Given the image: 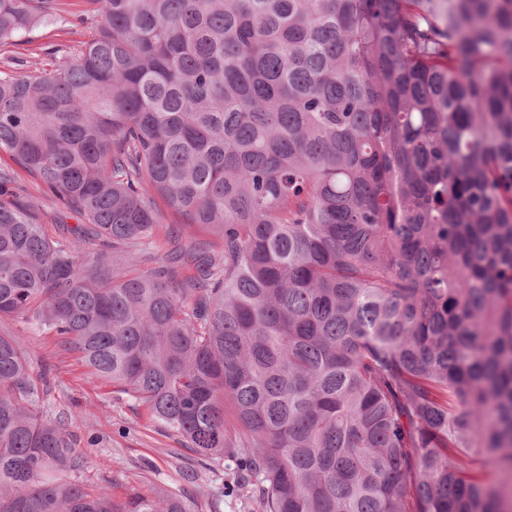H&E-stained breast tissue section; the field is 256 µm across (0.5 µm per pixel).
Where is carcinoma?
<instances>
[{
  "mask_svg": "<svg viewBox=\"0 0 512 512\" xmlns=\"http://www.w3.org/2000/svg\"><path fill=\"white\" fill-rule=\"evenodd\" d=\"M93 2L0 72V150L84 219L50 237L0 171V318L263 512H512V0ZM58 6L0 0V48ZM160 201L221 249L139 269ZM87 467L0 334V512H190ZM74 38L67 35L60 23L34 28L22 35L16 44L0 51V71L13 74L29 72L35 67L49 68L57 49H65Z\"/></svg>",
  "mask_w": 512,
  "mask_h": 512,
  "instance_id": "carcinoma-1",
  "label": "carcinoma"
}]
</instances>
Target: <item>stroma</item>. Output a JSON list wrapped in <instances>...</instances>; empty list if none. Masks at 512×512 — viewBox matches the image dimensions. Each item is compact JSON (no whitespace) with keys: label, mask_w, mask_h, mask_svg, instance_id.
Listing matches in <instances>:
<instances>
[{"label":"stroma","mask_w":512,"mask_h":512,"mask_svg":"<svg viewBox=\"0 0 512 512\" xmlns=\"http://www.w3.org/2000/svg\"><path fill=\"white\" fill-rule=\"evenodd\" d=\"M69 40L62 25L36 27L0 51V71L19 74L48 67L54 52ZM21 183L19 202L51 234L67 235L81 223L77 212L53 203L38 182L25 176ZM26 344L35 364L47 372L55 411L65 417L77 448L88 455L87 477L107 486L113 497L176 494L189 497L193 512H210L215 501L221 512H263L258 497L235 489L227 461H207L182 447L144 408L91 376L77 355L53 337L30 334Z\"/></svg>","instance_id":"obj_1"}]
</instances>
